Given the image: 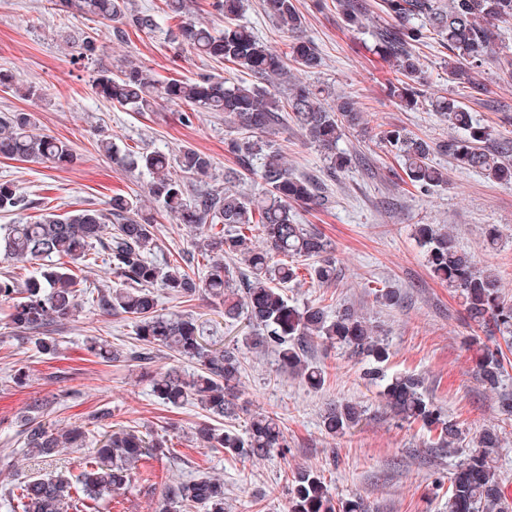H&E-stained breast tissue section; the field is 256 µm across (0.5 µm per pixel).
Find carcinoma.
I'll use <instances>...</instances> for the list:
<instances>
[{"mask_svg":"<svg viewBox=\"0 0 512 512\" xmlns=\"http://www.w3.org/2000/svg\"><path fill=\"white\" fill-rule=\"evenodd\" d=\"M53 5L60 12L129 23L139 30L157 27L154 14L130 9L127 0H53ZM164 6L166 14L181 18L174 38L202 56L236 65L261 80L286 75L291 65L301 70L320 65L314 43L303 33V18L294 0H263L264 11L291 34L286 56L236 23L242 0H214L213 7L224 17L221 32L184 20V0H164ZM383 7L397 23L398 33L382 40L378 50L394 61L400 75L389 85V95L399 102L411 106L420 94L423 63L415 47L432 35L453 52L448 78L458 84L478 88V69L489 60L501 71L512 73V49H499L495 41V29L512 23V0H383ZM95 88L102 97L134 112H152L162 104L184 107L181 116L187 123L197 112L224 114L225 122L254 135L252 140L233 139L227 143L238 168L224 171V183L238 181L241 168L256 172L265 190L250 197L227 188L200 187L190 194L189 183L208 177L212 169L209 156L186 147L174 157L159 151L138 157L137 164L150 177L149 195L158 204L160 215L173 217L196 235L218 224L234 229L229 236L205 238L200 252L208 260L202 277L190 275L178 264L161 267L152 259L161 249L154 232L157 220L142 215V200L135 195H115L105 210L87 208L63 216L47 213L34 223L0 226L1 257L23 264L40 262V267L22 281L12 275L0 277V301L12 302L8 317L14 331L35 338L42 353L53 354L57 344L48 335L49 326L72 316L78 298L89 296L100 311L134 320L140 345L124 352L111 350L92 338L87 350L104 362L122 359L147 363L152 360L153 350L164 348L180 359L195 362L200 373L192 378L174 368L152 376L153 395L167 406L193 401L213 416H232L240 373L237 349L211 348L192 317L158 314L152 291L160 286L186 297L203 289L223 301L224 317L235 319L246 314L248 325L256 331L245 338L247 347H274L281 367L295 372L309 387L320 388L324 372L308 363L306 351L319 342L336 343L369 358L363 379L370 384L386 381L382 397L393 417L440 428L438 443L443 446L460 439L458 425L445 419L425 395L420 378L406 375L385 380L381 364L389 358L388 344L355 309L346 307L333 317L319 305L300 310L289 305L282 291V286L298 278L295 262L300 258L314 260L308 269L312 282L323 285L336 281V260L329 242L316 230L297 223L293 213L296 205L324 206L328 198L317 183L295 175L281 154L256 135L278 125L285 112L324 152L328 169L334 174L351 164L350 155L338 147L346 128L357 122L350 101L338 99L336 105H328L322 89L301 83L291 89L281 105L269 89L256 84L226 86L209 75L160 83L149 71L132 63L115 73L100 74ZM432 104L454 130L446 145L448 156L462 168L512 184V139L503 138L487 146L491 131L477 124L460 101L437 95ZM379 137L395 148L407 176L420 192L448 184L445 171L431 162L432 146L428 141L403 128L382 130ZM0 156L57 166L74 160L68 143L38 132L30 112L0 116ZM25 206V199L10 185L0 183V212ZM254 224L262 228L264 249L248 247L246 232ZM414 236L424 248L430 271L454 288L469 319L477 325L491 320L502 335L511 336L512 303L502 299L498 275L477 270L473 257L449 232L417 224ZM226 255L243 256L246 269L237 270L224 263ZM99 258L117 279L115 285L91 288L69 268L71 264L88 267ZM235 284L242 291L239 300L233 299ZM476 368L485 385L492 389L501 386L504 367L498 350L483 348ZM47 405L48 401L37 399L28 406L24 454L48 459L63 448L84 447L83 427L59 430L44 422ZM362 416L361 407L347 402L328 409L323 426L332 435H343ZM195 438L203 448H222L227 453L258 459L285 446L277 420L262 413L250 416L243 436L204 423L196 428ZM499 447L497 430L482 429L450 477L448 512H502L500 482L493 465ZM151 450L164 453V442L134 430H107L76 483L59 477L31 478L19 486L17 508L21 512H83L86 501L127 489L134 480L135 464ZM164 496L169 503L196 505L202 512H225L224 481L219 478L202 477L169 485ZM288 512H368V508L360 498L343 500L341 507H335L324 480L311 470L301 469L288 486Z\"/></svg>","mask_w":512,"mask_h":512,"instance_id":"cac0c4a2","label":"carcinoma"}]
</instances>
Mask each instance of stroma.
<instances>
[{
  "instance_id": "35a3bbf8",
  "label": "stroma",
  "mask_w": 512,
  "mask_h": 512,
  "mask_svg": "<svg viewBox=\"0 0 512 512\" xmlns=\"http://www.w3.org/2000/svg\"><path fill=\"white\" fill-rule=\"evenodd\" d=\"M132 2L136 10L158 14L155 30L127 25L118 36L98 18L52 13L48 0H0V68L10 71L15 83L14 88H0V113H34L41 132L68 141L75 151L74 161L58 168L0 158V183L13 185L29 202L28 208L0 212V225L32 223L49 212L104 209L116 194L147 197L148 175L100 152L99 141L105 137L131 153L160 149L175 155L187 147L201 151L213 161L207 186L223 188L224 171L234 164L226 143L239 135L225 124L223 114L200 112L187 126L178 109L167 105L133 112L98 95L94 80L131 62L161 82L202 74L230 84H251L255 78L176 41L177 23L161 17L162 0ZM363 2L362 23L354 27L340 0H295L321 64L308 72L291 71L269 85L283 102L292 82L300 80L323 88L327 101L350 99L361 115L359 126L339 143L351 154V165L336 174L329 173L321 151L295 123L264 135L295 174L323 181L329 198L324 207H299L295 214L299 223L312 225L330 241L336 280L318 286L303 270L285 293L297 308L320 304L333 314L352 307L378 326L391 351L386 376L421 378L427 396L446 418L460 424L462 438L441 448L434 433L393 418L384 408L380 386L361 377L364 359L336 345H320L310 353L324 371V384L317 389L278 370L274 348H241L238 409L223 419L193 403L166 406L153 396L150 375L174 366L190 376L199 371L193 362L167 351L155 352L146 365L105 363L88 353L86 341L93 336L117 349L134 347V323L126 316L82 304L74 316L53 324L57 351L45 355L33 341L15 335L9 307L0 302V499L34 476L73 478L89 458L86 448H66L44 462L24 456L20 432L25 408L36 399L51 401L48 420L57 428L93 426L99 410L108 408L114 427L162 439L169 449L167 456L138 462L130 488L95 503L90 512H185L165 504L164 487L206 475L223 480L226 512H287L288 485L303 467L325 477L334 499L361 496L370 512H447L451 474L468 454L476 432L491 425L502 433L495 456L500 482L512 484V420L501 410L502 393L512 392V351L505 349L499 332L469 321L454 289L430 271L413 235L418 224L454 233L480 269L500 277L501 294L512 302V184L457 166L441 149L450 134L448 124L431 106L434 94H446L464 103L494 137H512V76L491 62L479 75L478 89L452 82L451 53L431 39L418 48L423 92L416 104H399L388 91L395 69L376 51L380 33L394 22L382 11L381 0ZM238 21L253 27L273 49L287 51L289 34L265 13L262 0H244ZM87 36L94 37L96 49L83 56L78 46ZM30 85L38 88L39 97L19 95V88ZM392 127L431 142L433 164L448 173L446 186L422 193L410 185L394 149L378 137L380 130ZM490 224L501 233L494 247L485 237ZM155 232L162 241L153 256L159 265L195 249L187 229L172 218H161ZM381 288L398 289L400 304L377 302L374 292ZM155 294L159 313L193 316L209 342L230 346L248 331L246 319H225L223 306L207 294L177 299L161 288ZM481 344L505 350L501 392L489 390L479 379L475 355ZM18 368L26 373L20 384L13 378ZM346 402L363 407L362 423L344 435L327 434L322 423L326 410ZM258 412L277 419L286 448L251 461L195 441L199 424L241 433L249 416Z\"/></svg>"
}]
</instances>
